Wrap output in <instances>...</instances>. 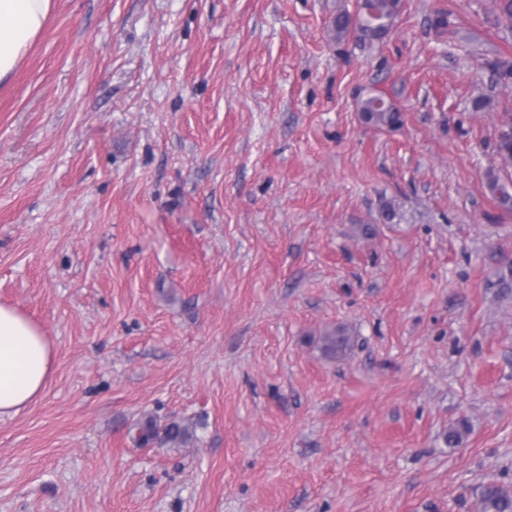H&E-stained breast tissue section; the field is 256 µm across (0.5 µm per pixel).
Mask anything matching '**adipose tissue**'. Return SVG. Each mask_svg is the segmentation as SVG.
Wrapping results in <instances>:
<instances>
[{"instance_id": "adipose-tissue-1", "label": "adipose tissue", "mask_w": 512, "mask_h": 512, "mask_svg": "<svg viewBox=\"0 0 512 512\" xmlns=\"http://www.w3.org/2000/svg\"><path fill=\"white\" fill-rule=\"evenodd\" d=\"M52 8L53 0H0V82L10 78ZM55 367L49 336L17 308L0 305V417L33 402Z\"/></svg>"}]
</instances>
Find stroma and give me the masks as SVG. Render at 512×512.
<instances>
[{
  "label": "stroma",
  "mask_w": 512,
  "mask_h": 512,
  "mask_svg": "<svg viewBox=\"0 0 512 512\" xmlns=\"http://www.w3.org/2000/svg\"><path fill=\"white\" fill-rule=\"evenodd\" d=\"M353 7L54 0L0 83V304L56 358L0 419V512H480L483 483L512 490V211L489 187L512 182V25L500 0H403L383 40L336 41ZM373 94L398 126L363 123ZM146 419L193 436L135 446ZM350 345L351 337L345 328L339 327L323 337L321 350L326 357L336 359L344 355Z\"/></svg>",
  "instance_id": "obj_1"
}]
</instances>
